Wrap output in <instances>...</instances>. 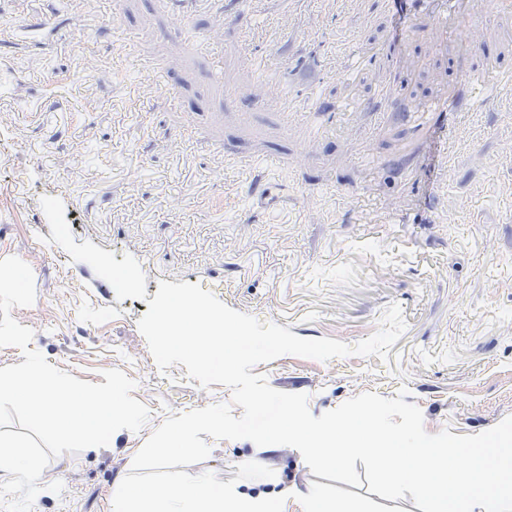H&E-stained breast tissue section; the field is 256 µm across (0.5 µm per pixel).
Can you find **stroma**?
I'll use <instances>...</instances> for the list:
<instances>
[{"instance_id":"1","label":"stroma","mask_w":512,"mask_h":512,"mask_svg":"<svg viewBox=\"0 0 512 512\" xmlns=\"http://www.w3.org/2000/svg\"><path fill=\"white\" fill-rule=\"evenodd\" d=\"M30 0H0V260L33 271L36 300L11 315L32 349L82 381L118 368L150 416L102 448L54 457L32 512H110L113 487L169 416L230 402L184 366L160 371L138 321L146 300L118 299L92 267L51 243L43 197L67 184L76 242L133 256L148 297L160 281L196 283L228 307L295 335L353 345L386 308L405 319L388 360L285 355L256 366L276 390L304 393L313 416L364 392L408 388L428 433L477 434L512 415V0H470L479 43L429 38L433 0L406 22L377 0H323L304 14L275 0H227L222 43L201 9L187 23L158 0H53L67 38L16 27ZM279 55L257 77L243 55ZM160 59L161 72L147 63ZM405 85L378 95L396 77ZM179 97L138 98L152 81ZM322 129L286 138L260 109L266 82ZM460 94L456 111L434 104ZM183 134L179 147L164 140ZM447 153L448 167L438 157ZM187 466L275 497L316 477L291 446L209 440ZM255 461L273 477L237 479Z\"/></svg>"}]
</instances>
